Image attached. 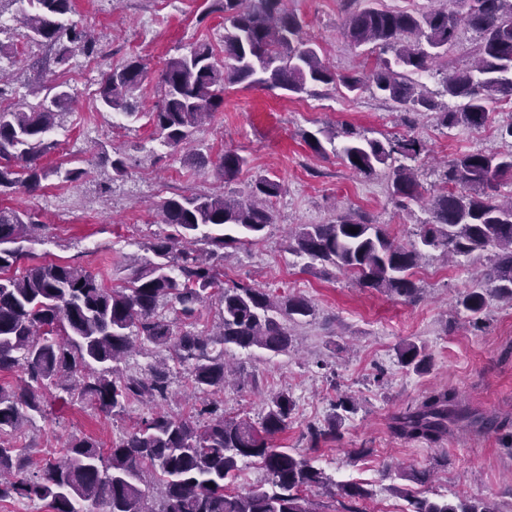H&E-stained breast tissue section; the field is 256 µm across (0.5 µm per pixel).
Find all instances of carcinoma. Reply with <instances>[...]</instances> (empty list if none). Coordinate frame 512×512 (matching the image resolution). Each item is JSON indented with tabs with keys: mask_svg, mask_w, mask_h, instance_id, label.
<instances>
[{
	"mask_svg": "<svg viewBox=\"0 0 512 512\" xmlns=\"http://www.w3.org/2000/svg\"><path fill=\"white\" fill-rule=\"evenodd\" d=\"M22 2L28 5L22 9L26 38L53 50L56 68H66L78 53L94 52L88 33L64 21L74 0H0V14L4 4ZM345 2V39L355 48L371 45L382 53L360 73H336L314 47L300 41V20L288 11L286 0H213V11L224 13L228 22L224 53L231 63L218 61L208 42L168 58L159 76L160 100L149 113L155 133L174 150L187 146L223 105L224 90L243 83L292 96L309 93L314 84L341 85L356 95L368 90L409 114L434 112L446 128H480L491 103L512 97V0H460L467 6L463 12L446 6L417 12L375 6V0ZM461 26L478 33L479 42L474 65L443 80L441 95L457 101L450 109L424 94L412 75L448 55ZM389 51L391 60L383 57ZM147 71L138 55L109 68L98 101L116 112L136 114L135 93ZM44 90L35 104L0 108V195L19 187L35 191L52 175L62 174L67 182L86 175L83 168L62 171L40 164L55 147L45 135L72 102L61 83ZM338 136L345 138L346 164L366 176L399 156L415 161L425 153L422 141L411 135L383 143L351 131L328 132L331 141ZM245 164V157L228 150L218 169L229 182ZM509 175L512 152L463 154L445 164V187L428 200L429 217L417 225L418 240L403 243L366 216L346 212L327 224L299 226L289 237L288 250L352 276L363 288L412 302L419 298L413 275L421 247L446 258L496 248V261L457 301L476 317L488 294L512 303V198L502 202L498 190L499 180ZM420 188L413 168H392L389 191L396 205L419 201ZM282 191L279 181L263 177L244 198L197 192L163 201V223L173 231L149 242L147 255L130 265L117 287L68 264L33 263L20 275L10 273L26 256L23 243L34 239L41 225L0 208V372L21 369L27 375L20 385L0 384V501L37 498L51 512H81L80 502L105 504L104 512H318L304 488L327 486L330 478L310 459L272 445L294 410L286 390L269 398L258 422L217 415L201 423L192 415L153 410L110 448L90 436L73 437L59 458L32 476L30 457L18 445L23 426L43 413L45 395L52 390L105 415L119 414L132 401L166 399L173 364L184 368L193 391L207 393L227 383L224 349L287 351L292 343L288 324L313 314L310 301L275 296L249 284L220 288V269L210 262L244 238L262 236L274 222L272 200ZM209 226L229 232L213 236L201 231ZM212 298L220 312L215 331L176 332L164 314L165 307H175L182 321H189L197 306ZM137 343L166 355L142 376L125 375L113 363L129 356ZM398 356L417 373L431 365L425 347L414 342L404 344ZM352 410L350 400L338 399L324 425L311 429V447L337 439L344 414ZM465 421L498 428L495 420L473 414L448 388L430 392L416 408L395 416L392 429L405 440L435 444L450 426ZM245 458L256 459L266 470L267 485L231 492L228 483ZM337 491L350 502L368 496L356 483L339 485ZM407 501L408 512H499L491 501L452 503L414 495Z\"/></svg>",
	"mask_w": 512,
	"mask_h": 512,
	"instance_id": "obj_1",
	"label": "carcinoma"
}]
</instances>
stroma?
<instances>
[{"instance_id": "obj_1", "label": "stroma", "mask_w": 512, "mask_h": 512, "mask_svg": "<svg viewBox=\"0 0 512 512\" xmlns=\"http://www.w3.org/2000/svg\"><path fill=\"white\" fill-rule=\"evenodd\" d=\"M212 0H75L68 20L91 32L93 54H76L66 70L39 66L45 51L24 39L21 15L6 11L8 26L0 42L17 47L0 59L6 79L0 98L29 100L31 88L47 81L64 84L73 96L69 112L48 135L56 147L43 157L48 167L86 169V177L66 182L54 176L40 189H18L0 197V208L33 217L43 229L25 243L24 264H79L107 285L122 284L133 258L145 245L168 234L159 206L166 198L198 191L246 195L265 176L281 182L274 199V222L253 243L228 249L224 283L247 282L273 294H296L310 300L314 313L292 325V345L274 354L262 349L230 348L224 358L248 377L245 386H225L215 393L225 416L258 421L270 396L288 390L295 402L286 431L272 443L306 455L336 483L355 482L371 493L368 512H406L407 495L432 499H489L500 512H512V449L496 435L469 427L454 429L437 444L408 442L392 432L395 415L414 407L427 392L453 387L478 414L512 422V307L488 297L474 329L456 299L472 288L476 276L495 260L487 250L455 262L426 250L415 280L417 302L361 287L330 266L308 264L288 251V234L302 224H326L337 214L356 211L389 232L411 240L427 217L424 202L396 206L388 170L363 177L342 158V139L314 152L306 134L348 127L369 139L410 134L422 140L428 155L420 162L423 193L438 186L434 168L462 154L512 151L497 127L512 116V103L490 106V120L480 129L441 126L435 113L406 120L402 109L371 92L316 86L314 93L291 96L284 91L234 86L224 105L194 135L188 148L161 144L148 113L159 99V74L165 60L206 41L223 51L224 15L211 11ZM299 18L300 37L318 48L336 71L360 68L368 47L351 46L343 36L344 0H287ZM138 55L148 64L136 93L133 117L101 109L97 90L104 72ZM244 156L247 165L230 182L217 171L224 151ZM123 156L127 173L112 181L111 161ZM413 341L432 356L427 373L403 367L399 348ZM341 397L355 403L338 440L311 447L309 429L323 425ZM148 407L132 402L120 415L105 416L83 404L47 397L43 415L24 429L22 440L41 464L73 436L91 435L111 446L136 426ZM363 456H356V449ZM427 470L419 484L412 472Z\"/></svg>"}]
</instances>
